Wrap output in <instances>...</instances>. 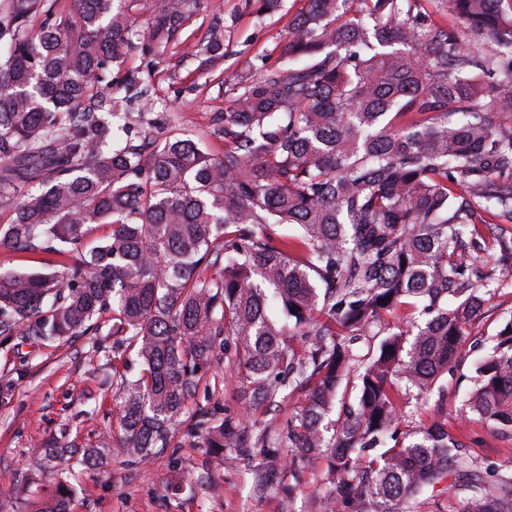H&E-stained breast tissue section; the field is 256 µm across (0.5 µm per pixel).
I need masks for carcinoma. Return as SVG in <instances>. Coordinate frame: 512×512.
Masks as SVG:
<instances>
[{"mask_svg":"<svg viewBox=\"0 0 512 512\" xmlns=\"http://www.w3.org/2000/svg\"><path fill=\"white\" fill-rule=\"evenodd\" d=\"M57 2L0 0V247L70 264L0 275V336L61 340L107 314L112 352L141 371L116 387L118 438L41 445L40 468L193 437L232 461L294 448L293 474L325 453L321 512H424L440 495L448 512H512V468L402 401L442 391L488 289L512 288V235L493 231L512 224V0H303L279 64L258 57L215 113L222 152L182 129L117 141L155 97L139 68L112 95V72L168 47L200 0ZM246 6L262 21L283 0ZM212 13L188 53L224 55ZM97 226L111 231L91 241ZM488 341L464 409L511 432L512 320ZM223 356L246 420L187 409L202 382L224 389ZM285 392L305 403L273 437L260 416ZM69 492L36 512H65Z\"/></svg>","mask_w":512,"mask_h":512,"instance_id":"carcinoma-1","label":"carcinoma"}]
</instances>
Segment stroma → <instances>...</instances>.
Returning a JSON list of instances; mask_svg holds the SVG:
<instances>
[{
    "mask_svg": "<svg viewBox=\"0 0 512 512\" xmlns=\"http://www.w3.org/2000/svg\"><path fill=\"white\" fill-rule=\"evenodd\" d=\"M219 2L228 24L227 57L207 62L176 48L165 50L153 78L159 101L134 119L133 131L176 126L206 135L237 75L261 55L277 62L288 35L286 20L275 17L259 24L245 0ZM511 319L512 289L487 295L472 327L474 341ZM137 370L134 356L113 357L112 339L102 333L63 341L0 336V375L16 379L12 398L0 401V499H11L18 512H34L35 502L55 495L65 483L74 488L66 501L68 512H317L328 487L326 461L311 458L292 476L287 448H254L230 465L208 457L197 440L188 439L178 448L156 449L142 463L116 458L102 469L40 473L32 454L36 445L61 436L90 445L116 430L115 383L123 373ZM215 370L224 377L223 393L199 387L189 408L242 414L233 368L221 363ZM470 387L465 377L449 385L442 404L449 429L473 455L512 467V434H491L485 424L465 416L462 400Z\"/></svg>",
    "mask_w": 512,
    "mask_h": 512,
    "instance_id": "35a3bbf8",
    "label": "stroma"
}]
</instances>
